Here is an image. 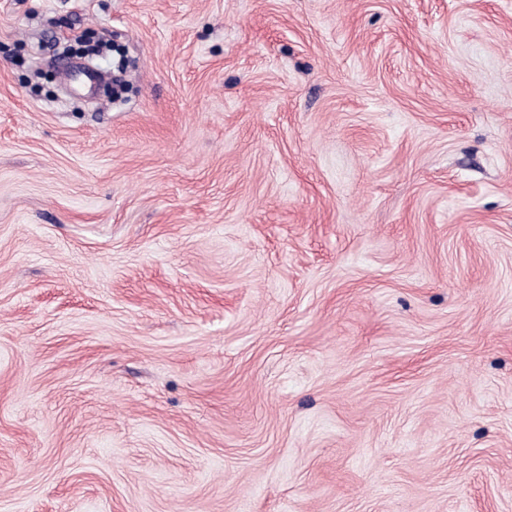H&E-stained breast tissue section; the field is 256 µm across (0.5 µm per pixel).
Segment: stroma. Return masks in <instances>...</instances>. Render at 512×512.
I'll list each match as a JSON object with an SVG mask.
<instances>
[{
    "label": "stroma",
    "mask_w": 512,
    "mask_h": 512,
    "mask_svg": "<svg viewBox=\"0 0 512 512\" xmlns=\"http://www.w3.org/2000/svg\"><path fill=\"white\" fill-rule=\"evenodd\" d=\"M0 512H512V0H0Z\"/></svg>",
    "instance_id": "35a3bbf8"
}]
</instances>
